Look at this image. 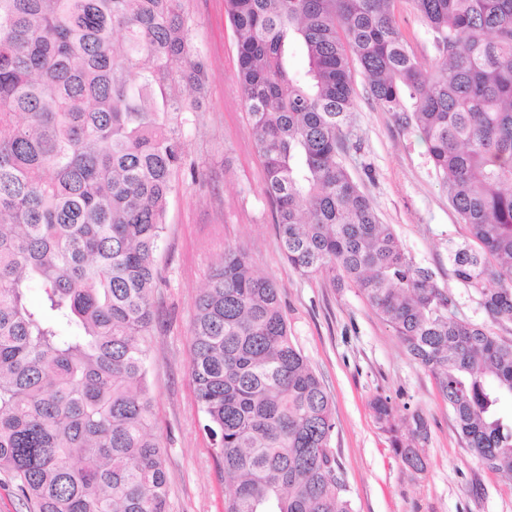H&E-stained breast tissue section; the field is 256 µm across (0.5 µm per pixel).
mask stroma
Listing matches in <instances>:
<instances>
[{"label": "stroma", "instance_id": "obj_1", "mask_svg": "<svg viewBox=\"0 0 512 512\" xmlns=\"http://www.w3.org/2000/svg\"><path fill=\"white\" fill-rule=\"evenodd\" d=\"M192 42L205 65L200 108L183 127V164L175 177L157 255L148 382L153 430L164 447L168 512H224L231 486L204 430L190 376L195 302L225 250L244 248L253 270L280 288L293 342L323 381L336 422L331 450L353 512H512V477L482 466L460 439L432 374L414 360L394 330L356 289L329 276L303 275L279 247L262 159L249 130L237 77L235 36L225 0H182ZM396 17L417 60L435 54L408 0ZM346 166L382 223L456 301L458 318L512 342V324L494 321L480 297L457 280L448 250L472 245L469 228L413 130L401 127L366 93L359 67ZM389 400V425L371 403ZM427 432L415 435L416 420ZM414 442L422 470L392 450L393 438Z\"/></svg>", "mask_w": 512, "mask_h": 512}]
</instances>
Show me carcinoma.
<instances>
[{"label": "carcinoma", "mask_w": 512, "mask_h": 512, "mask_svg": "<svg viewBox=\"0 0 512 512\" xmlns=\"http://www.w3.org/2000/svg\"><path fill=\"white\" fill-rule=\"evenodd\" d=\"M409 2L430 70L395 0H225L288 263L356 288L478 462L512 475V342L453 316L344 162L355 62L479 245L451 252L456 278L512 323V0ZM202 76L180 0H0V471L30 512H167L146 341L180 118L196 111L178 86ZM190 373L233 485L224 512H351L331 397L242 248L196 302ZM396 17L399 27L406 36L409 49L417 60L429 69L435 54L427 40L420 18L407 0L396 2Z\"/></svg>", "instance_id": "cac0c4a2"}]
</instances>
